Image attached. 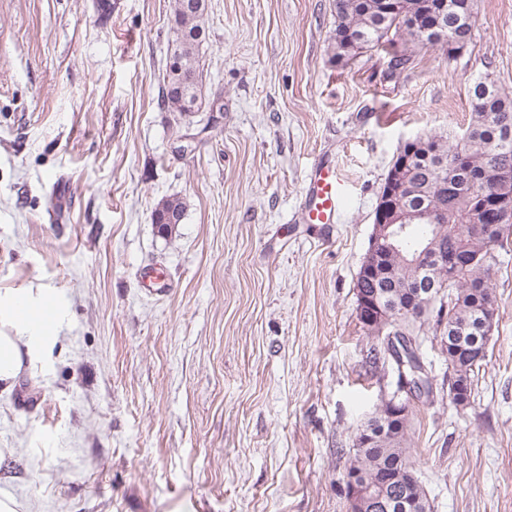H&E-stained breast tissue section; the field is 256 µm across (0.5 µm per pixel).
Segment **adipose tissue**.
<instances>
[{
  "label": "adipose tissue",
  "mask_w": 512,
  "mask_h": 512,
  "mask_svg": "<svg viewBox=\"0 0 512 512\" xmlns=\"http://www.w3.org/2000/svg\"><path fill=\"white\" fill-rule=\"evenodd\" d=\"M62 322L53 297L0 293V390L11 391L26 367L43 357Z\"/></svg>",
  "instance_id": "adipose-tissue-1"
}]
</instances>
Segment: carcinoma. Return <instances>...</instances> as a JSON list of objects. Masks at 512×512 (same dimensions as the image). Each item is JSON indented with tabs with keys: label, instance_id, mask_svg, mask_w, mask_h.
I'll list each match as a JSON object with an SVG mask.
<instances>
[{
	"label": "carcinoma",
	"instance_id": "carcinoma-1",
	"mask_svg": "<svg viewBox=\"0 0 512 512\" xmlns=\"http://www.w3.org/2000/svg\"><path fill=\"white\" fill-rule=\"evenodd\" d=\"M175 0L170 38L176 44V66L166 68L159 91L161 104L173 112L199 110L205 94L202 45L205 14ZM332 46L337 61H348L373 48L403 41L415 49L442 46L453 55L458 43L470 42L475 24L469 0H334ZM413 64V53L392 54L390 73ZM472 122L453 140L418 137L405 143L384 186L401 189L403 206L417 215L403 236L380 245L364 275L357 277L356 297L364 296L369 312L357 313L369 341L373 367L386 358L376 340L379 326L396 323L394 335L417 340L432 334L448 340L441 347L448 365V400L454 407L471 406L475 373L487 356L496 307L491 287L496 251L512 243V96L493 81L481 79L470 91ZM184 202L161 199L154 217L180 222ZM441 217L430 222L428 215ZM425 390L406 401L403 415L376 412L355 439L366 447L353 450L346 474L386 490L374 512H432L417 476L409 446L416 409L431 405L437 395L420 344L405 353Z\"/></svg>",
	"mask_w": 512,
	"mask_h": 512
}]
</instances>
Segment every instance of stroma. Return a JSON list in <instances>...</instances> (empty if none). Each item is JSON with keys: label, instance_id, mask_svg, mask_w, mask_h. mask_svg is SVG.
<instances>
[{"label": "stroma", "instance_id": "35a3bbf8", "mask_svg": "<svg viewBox=\"0 0 512 512\" xmlns=\"http://www.w3.org/2000/svg\"><path fill=\"white\" fill-rule=\"evenodd\" d=\"M171 5L0 0V291L66 312L0 394V494L18 512H349L339 451L398 380L357 319L375 208L406 141L468 128L479 78L512 92V0H474L463 52L394 77L382 48L336 62L334 0H208L222 109L183 114L158 99ZM323 155L348 199L302 224ZM493 284L474 403L413 420L433 512H512V250ZM184 208V202L179 197L163 198L155 207L154 221L155 217L158 218L159 221L164 219L169 220L171 217L175 220L173 224H177L182 219Z\"/></svg>", "mask_w": 512, "mask_h": 512}]
</instances>
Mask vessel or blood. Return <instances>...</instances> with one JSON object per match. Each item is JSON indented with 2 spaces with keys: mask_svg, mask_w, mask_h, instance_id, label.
<instances>
[{
  "mask_svg": "<svg viewBox=\"0 0 512 512\" xmlns=\"http://www.w3.org/2000/svg\"><path fill=\"white\" fill-rule=\"evenodd\" d=\"M347 195V185L331 160H318L308 175L305 201L300 216L302 223H336Z\"/></svg>",
  "mask_w": 512,
  "mask_h": 512,
  "instance_id": "vessel-or-blood-1",
  "label": "vessel or blood"
}]
</instances>
